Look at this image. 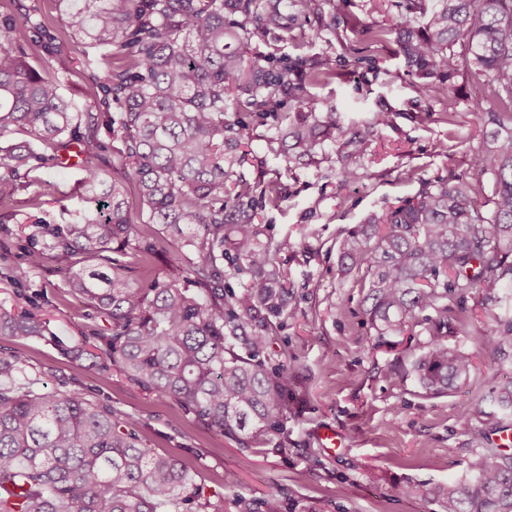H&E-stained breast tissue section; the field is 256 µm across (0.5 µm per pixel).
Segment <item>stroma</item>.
<instances>
[{
    "label": "stroma",
    "mask_w": 512,
    "mask_h": 512,
    "mask_svg": "<svg viewBox=\"0 0 512 512\" xmlns=\"http://www.w3.org/2000/svg\"><path fill=\"white\" fill-rule=\"evenodd\" d=\"M400 20L395 0H325L321 16L289 15L288 38L321 29L311 50L336 59L338 78L311 87L313 103L335 107L341 127L372 130L371 144L348 160L338 141L329 140L314 161L290 168L271 150L269 126L258 124L240 168L258 187L278 181L285 195L280 209L257 217L266 236L282 245L277 260L294 292L293 314L268 347L285 353L292 378L282 430L256 439L220 432L117 369L91 368L89 358L73 359L39 338L0 335V353L21 355L39 384L83 388L91 399L111 404L144 447L185 464L224 512H246L247 504L269 496L287 512H441L438 503L400 496L399 484L462 479L475 448L491 445L459 420L463 409L478 403L475 385L425 396L409 374L423 351L422 330L379 341L364 315L360 275L347 270L337 250V238L414 197L422 182L462 175L480 178L485 192L494 188L491 175L476 176L470 165L483 140L475 122L481 105L475 79L462 71L447 96H418L395 35L376 44L361 36V27L392 30ZM359 49L366 60L356 65ZM51 74L77 111L97 112L98 91L80 51L54 62ZM380 111L389 113V124L369 128ZM64 159V166L21 177L20 197L38 199L30 215L58 219L63 210L86 208L83 157L73 147ZM347 168L354 178L344 177ZM25 218L0 209V304L35 312L69 345L93 328L110 335V321L67 292L83 257L52 251L42 269H29L19 247ZM480 301L472 294L469 305L479 314L454 341L471 353L477 382L503 383L512 379V364L498 363L486 347L492 322ZM330 427L340 447H322L319 433Z\"/></svg>",
    "instance_id": "obj_1"
}]
</instances>
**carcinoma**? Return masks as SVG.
<instances>
[{
  "mask_svg": "<svg viewBox=\"0 0 512 512\" xmlns=\"http://www.w3.org/2000/svg\"><path fill=\"white\" fill-rule=\"evenodd\" d=\"M320 0H59L72 44L85 54L89 77L105 105L104 120L83 115L57 81L28 61V38L56 43L33 10L0 13V31L17 33L0 49V207L17 202L20 171L56 164L73 143L83 155L81 184L89 206L59 224L31 222L21 249L29 268L43 265L45 247L66 257L99 260L68 280L72 295L112 321L91 366L112 365L133 383L175 400L195 420L224 433L255 436L280 430L288 371L267 346L284 328L292 292L277 265L280 245L263 242L256 211L277 209L283 192L271 181L261 192L235 168L252 124L275 122L271 141L287 164L313 159L325 141L345 136L346 157L365 152L369 138L347 134L336 111L311 106L308 88L336 77V60L310 54L318 35L301 33L295 52H263L283 41L288 9L315 15ZM397 44L416 93L448 95L466 67L482 78L488 108L476 114L486 145L471 158L476 175L494 178L483 197L478 181L422 184L338 244L363 272L368 321L379 337L422 327L424 352L412 363L414 382L430 396L467 381L472 355L448 343L473 320L468 296L494 319L486 346L512 361V0H436L426 23L425 0H401ZM462 44L464 53L453 50ZM228 112L244 116L233 122ZM106 127L121 142L119 165H99ZM133 185L149 219L131 222ZM187 247L184 282L156 277L134 283L129 258L155 253L153 225ZM243 279L240 293L224 283V263ZM56 341L44 322L0 307V335ZM463 426L485 435L512 426V380L493 384ZM409 498L437 502L444 512H512V453L476 452L465 478L447 485L408 482ZM220 512L180 461L141 446L112 405L80 388H36L26 363L0 354V512Z\"/></svg>",
  "mask_w": 512,
  "mask_h": 512,
  "instance_id": "1",
  "label": "carcinoma"
}]
</instances>
